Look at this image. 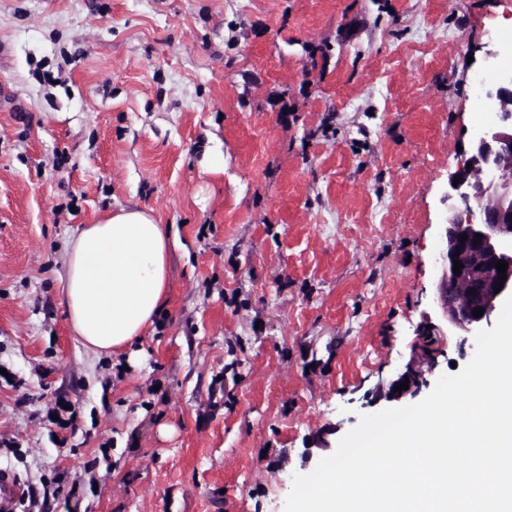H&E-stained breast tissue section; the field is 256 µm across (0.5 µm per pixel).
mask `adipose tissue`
Returning a JSON list of instances; mask_svg holds the SVG:
<instances>
[{
  "label": "adipose tissue",
  "mask_w": 512,
  "mask_h": 512,
  "mask_svg": "<svg viewBox=\"0 0 512 512\" xmlns=\"http://www.w3.org/2000/svg\"><path fill=\"white\" fill-rule=\"evenodd\" d=\"M176 242L155 214L110 210L69 241L64 298L70 323L99 354L131 347L152 327L167 298L168 259Z\"/></svg>",
  "instance_id": "adipose-tissue-1"
}]
</instances>
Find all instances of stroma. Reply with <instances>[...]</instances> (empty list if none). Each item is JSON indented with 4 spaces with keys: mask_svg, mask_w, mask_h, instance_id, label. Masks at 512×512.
Returning <instances> with one entry per match:
<instances>
[{
    "mask_svg": "<svg viewBox=\"0 0 512 512\" xmlns=\"http://www.w3.org/2000/svg\"><path fill=\"white\" fill-rule=\"evenodd\" d=\"M512 0H0V469L43 512H283L413 356L438 300L471 82ZM220 161L224 171L211 173ZM181 242L133 353L71 330L76 228Z\"/></svg>",
    "mask_w": 512,
    "mask_h": 512,
    "instance_id": "stroma-1",
    "label": "stroma"
}]
</instances>
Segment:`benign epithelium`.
Masks as SVG:
<instances>
[{"instance_id":"benign-epithelium-1","label":"benign epithelium","mask_w":512,"mask_h":512,"mask_svg":"<svg viewBox=\"0 0 512 512\" xmlns=\"http://www.w3.org/2000/svg\"><path fill=\"white\" fill-rule=\"evenodd\" d=\"M484 102L497 114V121L473 134L467 160L471 167L449 179L448 209L453 216L446 224L440 254L444 274L439 295L448 327L470 334L489 324L498 306L512 296V72L498 73L484 89ZM456 259L462 263L458 275ZM500 260L507 261L508 268L497 293L494 286L500 278L495 262ZM478 308L484 312L477 318ZM405 380L409 388L389 392V399L413 396L424 384L422 373L412 364L396 382Z\"/></svg>"}]
</instances>
